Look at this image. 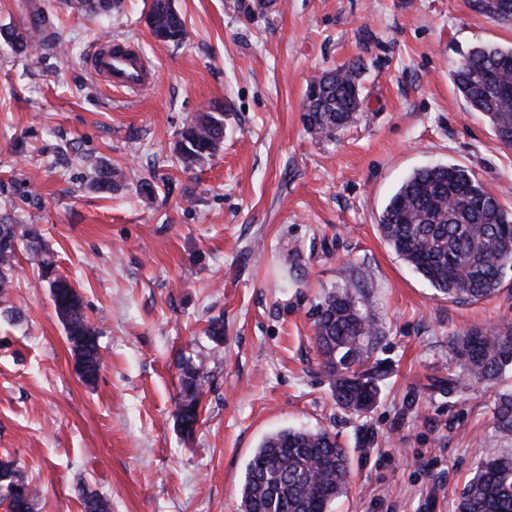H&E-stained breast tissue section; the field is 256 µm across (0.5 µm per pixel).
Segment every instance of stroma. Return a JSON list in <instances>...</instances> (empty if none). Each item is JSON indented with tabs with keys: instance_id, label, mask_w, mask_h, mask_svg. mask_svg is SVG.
Instances as JSON below:
<instances>
[{
	"instance_id": "1",
	"label": "stroma",
	"mask_w": 512,
	"mask_h": 512,
	"mask_svg": "<svg viewBox=\"0 0 512 512\" xmlns=\"http://www.w3.org/2000/svg\"><path fill=\"white\" fill-rule=\"evenodd\" d=\"M175 0L187 38L156 41L151 0L100 21L63 0H0V27L43 14L68 54L29 58L0 42V222L36 225L58 275L97 327L103 367L84 383L49 283L19 248L0 297V460L37 489L34 512H240L245 468L284 428L336 433L352 482L332 512H456L477 461L512 453L498 404L512 368L468 381L452 340L512 323V271L477 302L438 294L381 239L378 217L414 170H474L512 210V150L456 94L450 72L512 25L469 0ZM121 41L157 74L108 89L90 68ZM356 65L357 119L326 142L303 121L309 80ZM224 143L194 170L174 151L201 108ZM122 187L96 189L101 167ZM365 285L388 377L376 405L338 408L319 365L315 305ZM224 321V343L205 334ZM203 364L191 437L173 416L182 357Z\"/></svg>"
}]
</instances>
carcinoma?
Returning a JSON list of instances; mask_svg holds the SVG:
<instances>
[{
	"mask_svg": "<svg viewBox=\"0 0 512 512\" xmlns=\"http://www.w3.org/2000/svg\"><path fill=\"white\" fill-rule=\"evenodd\" d=\"M474 11L503 25L512 12H498L501 0H471ZM71 8L106 17L119 0H70ZM150 27L155 40L180 42L185 24L173 0H152ZM0 40L26 56L37 47L61 44L45 34L34 16L20 31L0 28ZM457 94L489 120L498 141L512 149V47L480 43L451 72ZM306 88L303 120L319 140L331 141L355 122L360 106L356 68L343 66L313 77ZM224 142V113L199 111L178 134L175 150L185 170L213 156ZM123 174L99 170L97 189L116 191ZM378 228L387 245L436 292L453 299L481 300L495 295L503 283L500 268L512 264V212L489 192L471 170L456 164L414 171L384 206ZM24 236L42 277L48 279L51 300L82 379L95 381L102 366L98 330L88 320L82 297L64 278L52 276L54 263L43 250L38 229ZM17 231L0 224V290L9 287L14 271ZM365 294L344 286L325 295L314 308L313 333L320 365L330 379L336 404L354 416L372 409L386 371L371 359L377 324L365 311ZM466 376L491 383L512 367V327L473 329L453 341ZM206 371L180 363V391L174 416L180 432L190 437L199 423ZM348 450L325 429L285 428L267 436L250 458L241 487V512H330L332 503L348 493L351 482ZM0 491L9 512H33L37 497L12 461H0ZM85 512H109L92 491L83 492ZM457 512H512V455L480 460L459 497Z\"/></svg>",
	"mask_w": 512,
	"mask_h": 512,
	"instance_id": "carcinoma-1",
	"label": "carcinoma"
}]
</instances>
